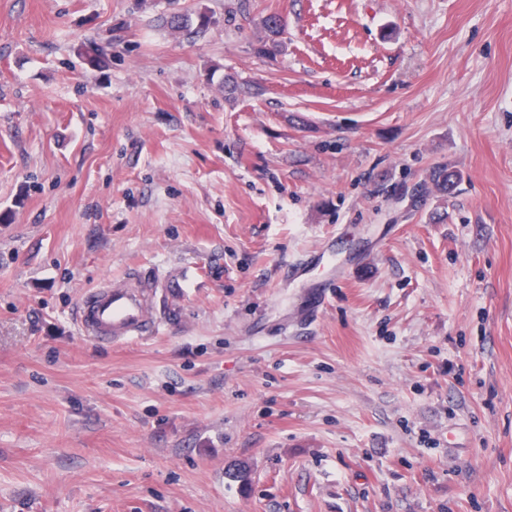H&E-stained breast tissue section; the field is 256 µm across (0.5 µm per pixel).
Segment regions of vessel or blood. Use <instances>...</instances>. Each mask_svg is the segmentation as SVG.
Returning a JSON list of instances; mask_svg holds the SVG:
<instances>
[{"label": "vessel or blood", "instance_id": "1", "mask_svg": "<svg viewBox=\"0 0 512 512\" xmlns=\"http://www.w3.org/2000/svg\"><path fill=\"white\" fill-rule=\"evenodd\" d=\"M314 263L326 267L328 281H335L336 260L325 254L303 256L284 275L297 278ZM157 288L155 276L132 271L89 290L76 309L81 337L97 344L119 345L157 335L159 325L153 315Z\"/></svg>", "mask_w": 512, "mask_h": 512}]
</instances>
